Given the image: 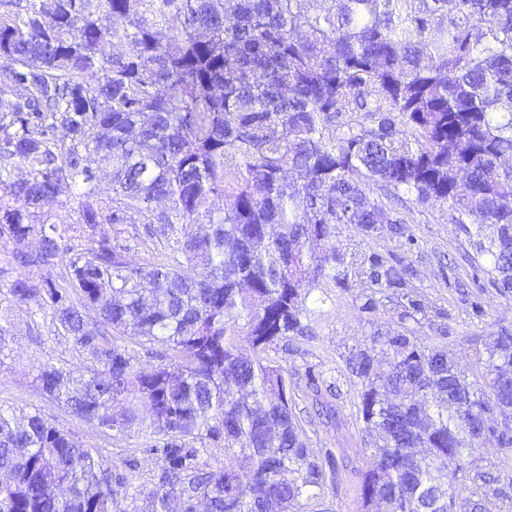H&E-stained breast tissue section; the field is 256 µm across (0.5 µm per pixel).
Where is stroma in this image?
<instances>
[{
  "mask_svg": "<svg viewBox=\"0 0 512 512\" xmlns=\"http://www.w3.org/2000/svg\"><path fill=\"white\" fill-rule=\"evenodd\" d=\"M406 228L414 240L410 247L399 244L387 232L365 240L345 226L339 229L336 245L347 253L366 250L391 254L409 263L414 270L410 287L428 316L427 323L415 328L418 342L434 343L431 323L447 324L449 354L461 365H470L475 359L477 337L487 335L495 324H512V294H500L490 286L481 268L468 261L470 247L458 225L449 222L445 205L411 204ZM366 292L365 283L356 280L343 288H329L325 302L314 306L316 340L300 347L282 342L266 352L269 359L288 371L293 397L303 411L300 424L308 447L318 457L328 450L336 454L335 483L327 484L303 512L357 510L353 469L361 462L364 444L354 385L341 373L343 357L372 327L392 328L398 323V314L389 304L374 315L362 312L360 306ZM475 301L481 304L483 316L474 314L471 304ZM8 316L12 336L5 357L0 360V407L19 416L40 413L78 446L99 451L104 467L113 474L126 473L128 463L133 462L140 483H150L156 463L150 452L153 437L134 431L110 436L71 416L60 403L45 396L37 381L42 365L64 364L78 370L84 361L64 337L57 335L50 317H29L26 309L19 306L9 307ZM310 372L331 385V402L341 412L340 426L326 424L312 414V399L306 389V375ZM476 464L490 474L496 489L484 500V512H512V452L488 446L480 450Z\"/></svg>",
  "mask_w": 512,
  "mask_h": 512,
  "instance_id": "35a3bbf8",
  "label": "stroma"
}]
</instances>
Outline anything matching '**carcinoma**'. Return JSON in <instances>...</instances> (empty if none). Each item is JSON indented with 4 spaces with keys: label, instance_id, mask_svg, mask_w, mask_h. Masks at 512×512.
Returning a JSON list of instances; mask_svg holds the SVG:
<instances>
[{
    "label": "carcinoma",
    "instance_id": "cac0c4a2",
    "mask_svg": "<svg viewBox=\"0 0 512 512\" xmlns=\"http://www.w3.org/2000/svg\"><path fill=\"white\" fill-rule=\"evenodd\" d=\"M0 62L15 73L0 247L42 274L0 302L50 314L88 362L43 367L42 391L106 431L149 432L159 461L135 486L40 414L0 408V512H300L336 459L311 453L288 372L259 353L316 340L313 292L353 277L363 310L390 290L400 308L345 356L368 445L357 512H481L476 453L512 450L511 427L483 439L512 410V325L460 367L416 340L409 266L349 259L336 234L410 244L391 203L439 202L512 293V0H0ZM67 187L89 248L65 244ZM123 224L163 259L129 260ZM129 342L160 344L158 363L137 365ZM308 389L337 420L312 374ZM219 446L222 465L200 461Z\"/></svg>",
    "mask_w": 512,
    "mask_h": 512
}]
</instances>
